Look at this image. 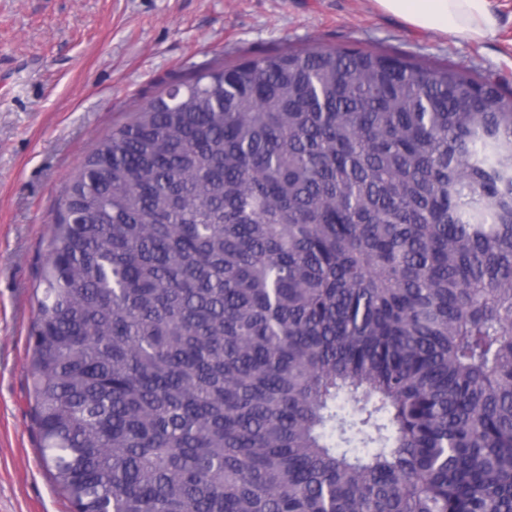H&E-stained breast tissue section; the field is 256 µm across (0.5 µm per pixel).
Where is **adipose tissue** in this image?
<instances>
[{
    "label": "adipose tissue",
    "instance_id": "obj_1",
    "mask_svg": "<svg viewBox=\"0 0 512 512\" xmlns=\"http://www.w3.org/2000/svg\"><path fill=\"white\" fill-rule=\"evenodd\" d=\"M382 9L420 29L477 41L492 35L497 20L490 0H377Z\"/></svg>",
    "mask_w": 512,
    "mask_h": 512
}]
</instances>
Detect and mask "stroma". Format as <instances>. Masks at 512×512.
Masks as SVG:
<instances>
[{"label":"stroma","instance_id":"35a3bbf8","mask_svg":"<svg viewBox=\"0 0 512 512\" xmlns=\"http://www.w3.org/2000/svg\"><path fill=\"white\" fill-rule=\"evenodd\" d=\"M495 35L415 29L376 0H0V512H70L32 421L29 336L70 176L113 125L209 63L288 47L383 48L512 86V0Z\"/></svg>","mask_w":512,"mask_h":512}]
</instances>
